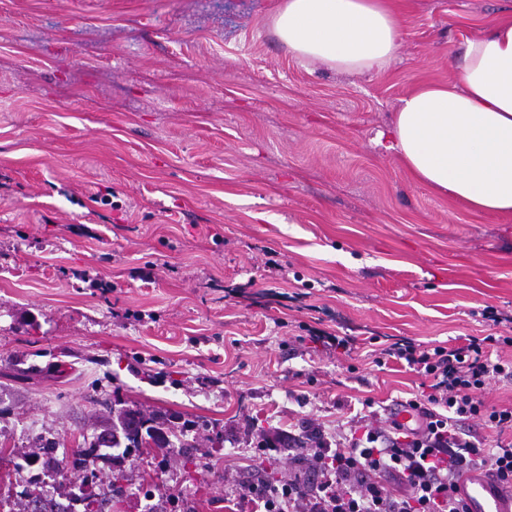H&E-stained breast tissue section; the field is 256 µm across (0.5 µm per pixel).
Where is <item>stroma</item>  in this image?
Here are the masks:
<instances>
[{
  "instance_id": "1",
  "label": "stroma",
  "mask_w": 512,
  "mask_h": 512,
  "mask_svg": "<svg viewBox=\"0 0 512 512\" xmlns=\"http://www.w3.org/2000/svg\"><path fill=\"white\" fill-rule=\"evenodd\" d=\"M278 5L0 0V454L88 447L117 399L206 426L207 476L129 458L112 512H231L298 469L260 433L418 393L382 344L512 334V219L379 142L512 0H396L398 55L362 73L289 53Z\"/></svg>"
}]
</instances>
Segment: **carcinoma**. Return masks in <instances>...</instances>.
<instances>
[{
    "label": "carcinoma",
    "instance_id": "cac0c4a2",
    "mask_svg": "<svg viewBox=\"0 0 512 512\" xmlns=\"http://www.w3.org/2000/svg\"><path fill=\"white\" fill-rule=\"evenodd\" d=\"M171 419L173 416L161 411L147 414L130 406L114 408L112 427L106 430L108 443L103 444L96 439L87 448H76L69 452H60L58 446L50 445L31 452V456L44 458L66 483L90 460L94 462L102 459L115 466L131 453L142 454L148 448L162 452L176 446L192 447L186 435L190 429L199 426V423L188 422L176 432L171 427Z\"/></svg>",
    "mask_w": 512,
    "mask_h": 512
}]
</instances>
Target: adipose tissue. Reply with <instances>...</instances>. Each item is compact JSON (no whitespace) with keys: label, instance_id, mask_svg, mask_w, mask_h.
Returning <instances> with one entry per match:
<instances>
[{"label":"adipose tissue","instance_id":"adipose-tissue-1","mask_svg":"<svg viewBox=\"0 0 512 512\" xmlns=\"http://www.w3.org/2000/svg\"><path fill=\"white\" fill-rule=\"evenodd\" d=\"M272 24L297 58L343 72L384 68L401 42L390 0H280ZM389 141L416 182L512 216V12L466 40L460 82L401 99Z\"/></svg>","mask_w":512,"mask_h":512}]
</instances>
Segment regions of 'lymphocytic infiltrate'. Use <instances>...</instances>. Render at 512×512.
Returning a JSON list of instances; mask_svg holds the SVG:
<instances>
[{"label":"lymphocytic infiltrate","instance_id":"lymphocytic-infiltrate-1","mask_svg":"<svg viewBox=\"0 0 512 512\" xmlns=\"http://www.w3.org/2000/svg\"><path fill=\"white\" fill-rule=\"evenodd\" d=\"M498 343L511 346L512 337L468 336L448 347L387 344L378 365L393 360L427 381L408 401L420 424L407 429L371 413L332 445L321 427H310L298 462L317 482L263 481L234 491V498L250 499L254 512H466L455 492L468 471L492 468L512 487V441L489 448L464 428L476 420L499 436L512 429V408L487 406L482 397L492 380L512 381V360L490 353Z\"/></svg>","mask_w":512,"mask_h":512}]
</instances>
